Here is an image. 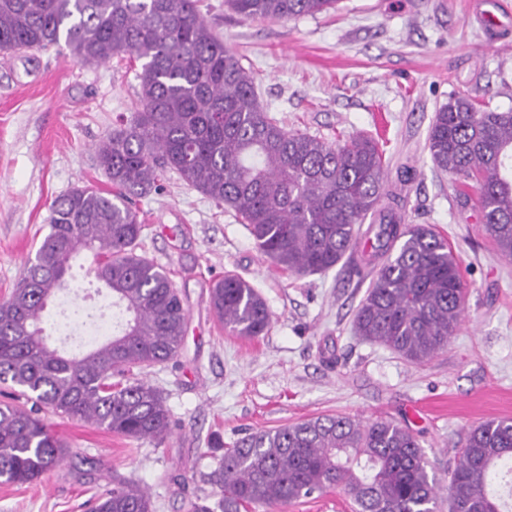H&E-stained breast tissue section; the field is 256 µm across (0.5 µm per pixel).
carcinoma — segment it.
Instances as JSON below:
<instances>
[{
	"instance_id": "carcinoma-1",
	"label": "carcinoma",
	"mask_w": 512,
	"mask_h": 512,
	"mask_svg": "<svg viewBox=\"0 0 512 512\" xmlns=\"http://www.w3.org/2000/svg\"><path fill=\"white\" fill-rule=\"evenodd\" d=\"M336 0H228L246 19L325 12ZM64 47L82 65L126 54L140 63L135 110L96 146L112 184L76 187L50 206L49 232L10 297L0 303V480L34 484L68 456L46 414L137 441L160 443L173 420L160 392L130 376L182 348L187 313L167 272L143 254L145 225L133 201L173 172L235 212L255 247L294 275L335 267L368 237L356 273L375 274L357 309L359 336L414 364L448 348L469 288L448 241L393 216L383 150L358 135L341 143L288 131L259 100L254 77L201 17L197 0H0V51ZM433 165L473 182L482 224L512 258V110L480 109L465 95L434 114ZM367 229H362L367 217ZM112 297V338L74 356L45 335L49 300L69 287L78 252ZM218 323L257 338L269 307L228 272L209 289ZM512 418L469 427L448 466V512H512ZM224 512L286 506L336 489L353 512H437L436 474L414 435L396 421L318 416L237 440L208 475ZM86 512H155L152 496L122 479L89 499Z\"/></svg>"
}]
</instances>
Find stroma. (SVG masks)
Listing matches in <instances>:
<instances>
[{
    "label": "stroma",
    "mask_w": 512,
    "mask_h": 512,
    "mask_svg": "<svg viewBox=\"0 0 512 512\" xmlns=\"http://www.w3.org/2000/svg\"><path fill=\"white\" fill-rule=\"evenodd\" d=\"M197 7L284 128L331 142L368 134L390 170L410 167L401 219L448 241L470 285L466 316L447 350L406 361L355 335L369 282L354 274V259L324 274L279 271L233 211L167 174L162 191L137 203L141 252L184 295L186 338L174 360L137 376L162 392L173 430L155 444L51 417L69 458L40 483H0V512H83L116 477L147 488L157 512H183L186 497L211 491L214 443L229 448L249 433L336 414L406 426L444 483L463 427L512 417V259L468 202L473 187L436 170L427 147L435 112L453 96L512 109V0H338L330 12L281 21L244 19L224 0ZM488 13L499 21L490 33ZM139 69L125 56L83 66L62 49L0 53V302L48 233L52 200L77 186L111 191L95 146L133 112ZM92 263L91 252L75 255L71 292L48 305V342L67 355L90 345L65 335L76 313L95 310ZM229 271L265 299V335L232 336L213 318L210 286Z\"/></svg>",
    "instance_id": "35a3bbf8"
}]
</instances>
